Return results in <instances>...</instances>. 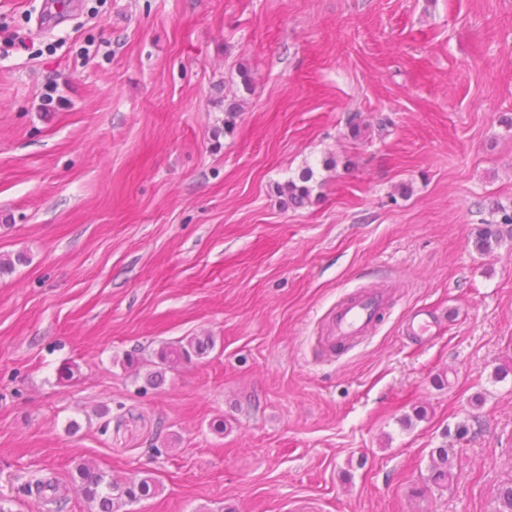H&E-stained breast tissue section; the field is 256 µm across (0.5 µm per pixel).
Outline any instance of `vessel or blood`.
Here are the masks:
<instances>
[{
    "label": "vessel or blood",
    "mask_w": 512,
    "mask_h": 512,
    "mask_svg": "<svg viewBox=\"0 0 512 512\" xmlns=\"http://www.w3.org/2000/svg\"><path fill=\"white\" fill-rule=\"evenodd\" d=\"M390 300L389 290L377 288L340 302L332 312L327 347L345 346L365 336ZM405 324L410 334L427 336L432 332L434 319L427 309L419 308L408 314Z\"/></svg>",
    "instance_id": "vessel-or-blood-1"
}]
</instances>
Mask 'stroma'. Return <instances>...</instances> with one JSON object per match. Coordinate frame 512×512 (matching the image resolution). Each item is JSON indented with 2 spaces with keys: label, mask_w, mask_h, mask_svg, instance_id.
<instances>
[{
  "label": "stroma",
  "mask_w": 512,
  "mask_h": 512,
  "mask_svg": "<svg viewBox=\"0 0 512 512\" xmlns=\"http://www.w3.org/2000/svg\"><path fill=\"white\" fill-rule=\"evenodd\" d=\"M41 3L0 0V41L28 38L0 60V506L45 512L39 471L89 512L83 460L154 474L127 512H499L512 239L476 241L512 213V0ZM371 288V332L320 358ZM191 336L213 349L149 382ZM391 300L390 291L377 288L340 302L332 312L330 336L325 347L349 345L365 336ZM406 330L414 336H427L432 334L434 318L425 308L411 311L405 320ZM452 448H436L432 454L430 479L435 484L447 483L455 477L451 457Z\"/></svg>",
  "instance_id": "1"
}]
</instances>
